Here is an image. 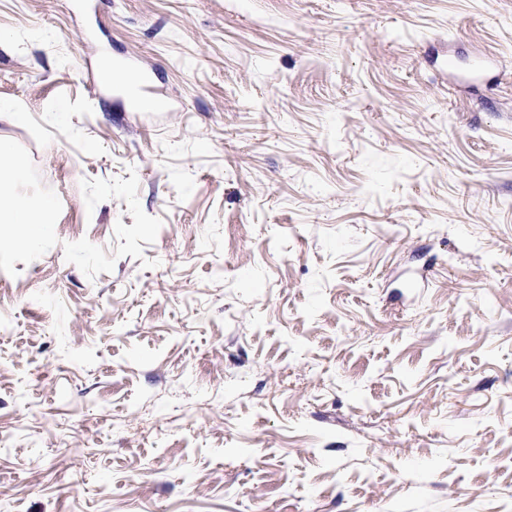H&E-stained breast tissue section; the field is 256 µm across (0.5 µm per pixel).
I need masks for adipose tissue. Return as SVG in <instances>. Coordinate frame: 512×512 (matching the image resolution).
<instances>
[{"instance_id":"adipose-tissue-1","label":"adipose tissue","mask_w":512,"mask_h":512,"mask_svg":"<svg viewBox=\"0 0 512 512\" xmlns=\"http://www.w3.org/2000/svg\"><path fill=\"white\" fill-rule=\"evenodd\" d=\"M24 173L23 165H16L11 177L0 179V240L13 241L17 235L26 234L35 241L48 234L52 228L51 204L44 201L28 204L16 199L12 182Z\"/></svg>"}]
</instances>
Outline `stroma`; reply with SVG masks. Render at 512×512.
Returning <instances> with one entry per match:
<instances>
[{"label":"stroma","mask_w":512,"mask_h":512,"mask_svg":"<svg viewBox=\"0 0 512 512\" xmlns=\"http://www.w3.org/2000/svg\"><path fill=\"white\" fill-rule=\"evenodd\" d=\"M86 2L0 0V512H498L512 0ZM121 67L129 72L130 81L129 84L132 88L130 94V103L133 108L146 107L152 110H162L166 107L165 101L158 96L154 95L151 90V82L149 74L140 68H135L131 64L121 65L119 63L113 64L115 71H120ZM24 173V166L18 162L9 178L0 179V237L10 243L17 235L24 233L31 241H37L52 228L51 202L28 204L16 199L11 185Z\"/></svg>","instance_id":"obj_1"}]
</instances>
